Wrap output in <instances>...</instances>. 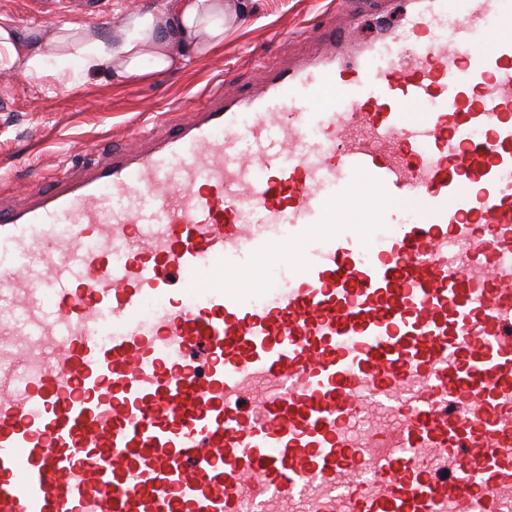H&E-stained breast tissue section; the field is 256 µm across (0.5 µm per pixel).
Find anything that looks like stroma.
<instances>
[{
    "instance_id": "obj_1",
    "label": "stroma",
    "mask_w": 512,
    "mask_h": 512,
    "mask_svg": "<svg viewBox=\"0 0 512 512\" xmlns=\"http://www.w3.org/2000/svg\"><path fill=\"white\" fill-rule=\"evenodd\" d=\"M100 2L91 15L77 5L57 11L53 0H0V25L31 38L70 25L109 38L128 15L161 0ZM347 10L343 0H249L219 49L163 76L114 81L60 54L38 79L0 68V203L24 207L31 191L52 189L64 173L101 160L102 147L128 146L149 129L174 131L213 89L228 96L261 89L266 69L312 51L310 35L327 22L347 26Z\"/></svg>"
}]
</instances>
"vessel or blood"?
<instances>
[{"instance_id": "1", "label": "vessel or blood", "mask_w": 512, "mask_h": 512, "mask_svg": "<svg viewBox=\"0 0 512 512\" xmlns=\"http://www.w3.org/2000/svg\"><path fill=\"white\" fill-rule=\"evenodd\" d=\"M506 22L406 0L0 209V512H512ZM367 3L363 6V21L360 34L364 37L388 29L395 23V17L389 15H375L372 11V5L369 3L370 0H364ZM357 208L353 210L352 217L356 224H381L384 223L382 209L372 200H363L360 195L357 198Z\"/></svg>"}]
</instances>
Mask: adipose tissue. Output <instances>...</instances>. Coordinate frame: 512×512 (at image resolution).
I'll return each instance as SVG.
<instances>
[{
  "label": "adipose tissue",
  "mask_w": 512,
  "mask_h": 512,
  "mask_svg": "<svg viewBox=\"0 0 512 512\" xmlns=\"http://www.w3.org/2000/svg\"><path fill=\"white\" fill-rule=\"evenodd\" d=\"M246 8L245 0H162L152 10L129 16L109 42L72 26L30 42L16 29L1 25L0 67L37 78L45 73L51 52L69 50L82 70L118 80L160 74L220 47L226 28Z\"/></svg>",
  "instance_id": "adipose-tissue-1"
}]
</instances>
